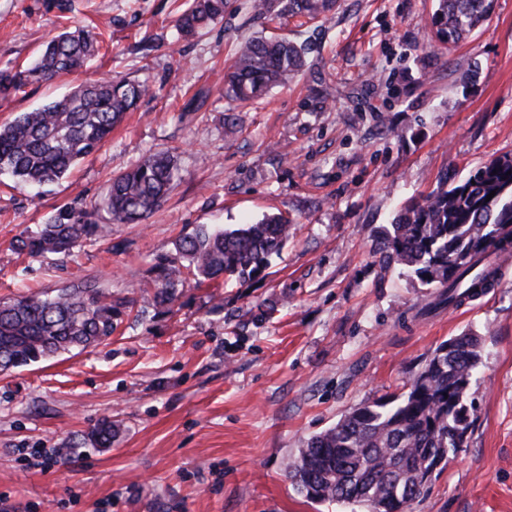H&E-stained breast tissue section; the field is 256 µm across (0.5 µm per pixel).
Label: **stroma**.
<instances>
[{"label":"stroma","instance_id":"stroma-1","mask_svg":"<svg viewBox=\"0 0 512 512\" xmlns=\"http://www.w3.org/2000/svg\"><path fill=\"white\" fill-rule=\"evenodd\" d=\"M48 2L0 0V67L75 22L103 47L87 70L0 100V125L111 75L153 94L46 192L0 176V300L93 277L139 303L156 259L197 225L283 213L294 232L263 279L188 281L172 312L125 316L96 347L0 374V512H364L307 500L289 458L404 392L468 330L482 338L475 421L412 512H512V257L495 288L449 309L374 239L442 180L512 155V0L456 45L433 33L435 0H337L315 20L227 0L189 37L176 28L186 0H71L67 14ZM260 34L305 44L307 63L241 106L224 76ZM160 151L179 178L144 221L72 258L12 249L73 200L105 217L112 176ZM105 418L118 434L101 448L91 432ZM37 448L65 454L43 470Z\"/></svg>","mask_w":512,"mask_h":512}]
</instances>
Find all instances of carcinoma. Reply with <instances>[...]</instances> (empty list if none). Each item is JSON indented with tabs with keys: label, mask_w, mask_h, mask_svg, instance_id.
I'll list each match as a JSON object with an SVG mask.
<instances>
[{
	"label": "carcinoma",
	"mask_w": 512,
	"mask_h": 512,
	"mask_svg": "<svg viewBox=\"0 0 512 512\" xmlns=\"http://www.w3.org/2000/svg\"><path fill=\"white\" fill-rule=\"evenodd\" d=\"M494 0H436V37L467 38L488 19ZM335 0H254L256 15L271 13L317 19ZM226 0H193L176 26L191 36L224 18ZM99 41L75 26L53 36L24 67L0 68V99L32 81L75 72L98 53ZM307 47L286 40L252 38L238 48L224 80V97L239 103L260 97L306 65ZM153 94L144 81L122 76L83 83L60 99L0 126V173L31 186L61 179L91 155L124 115ZM177 162L170 152L153 154L112 177L104 205L114 224H134L157 210L174 185ZM493 198H487L490 192ZM512 225V157L494 158L465 180L443 186L405 206L386 228L379 250L423 284L442 289L450 307L482 292L495 275L489 258L508 240L494 237ZM293 230L279 213L234 227L199 225L179 239L174 252L152 268L155 290L147 303L166 311L179 302L187 277L198 281H254L265 276ZM109 228L75 201L58 207L37 231L14 237L12 248L31 257L70 255L87 242L106 238ZM133 300L116 297L92 279L51 295L0 303V372L49 361L109 339ZM436 348L407 391L384 402L364 404L336 425L307 439L288 464V476L314 502L357 503L366 512H409L427 485L418 470L448 459L466 446L474 423L469 403L472 380L482 364L481 339L469 331ZM112 420L92 431L95 444L109 448Z\"/></svg>",
	"instance_id": "carcinoma-1"
}]
</instances>
